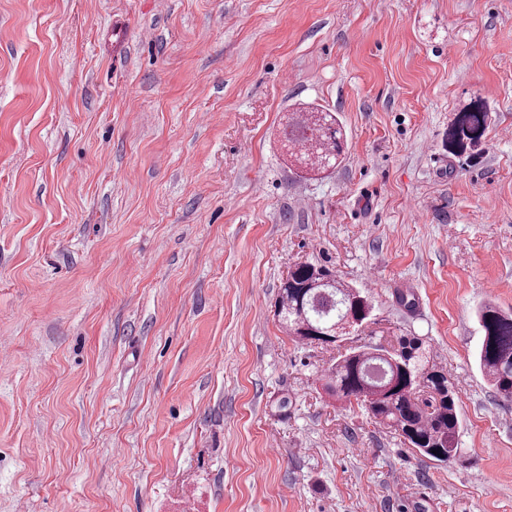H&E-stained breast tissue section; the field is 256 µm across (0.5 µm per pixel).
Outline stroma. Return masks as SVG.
Segmentation results:
<instances>
[{
    "mask_svg": "<svg viewBox=\"0 0 512 512\" xmlns=\"http://www.w3.org/2000/svg\"><path fill=\"white\" fill-rule=\"evenodd\" d=\"M308 106L346 148L301 179L278 130ZM304 261L371 295L353 346L444 368L456 462L324 392L332 348L275 315ZM489 298L512 312V0H0V512H512ZM489 113L485 101L480 97L455 112L448 123V152L454 155L474 152L486 135Z\"/></svg>",
    "mask_w": 512,
    "mask_h": 512,
    "instance_id": "stroma-1",
    "label": "stroma"
}]
</instances>
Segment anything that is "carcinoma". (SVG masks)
Masks as SVG:
<instances>
[{
  "label": "carcinoma",
  "instance_id": "1",
  "mask_svg": "<svg viewBox=\"0 0 512 512\" xmlns=\"http://www.w3.org/2000/svg\"><path fill=\"white\" fill-rule=\"evenodd\" d=\"M489 120L480 97L461 107L448 123V153L475 151ZM278 138L303 178L335 167L344 152L343 134L331 112H290ZM372 311L369 295L309 262L295 265L280 286L277 316L286 332L301 341L323 343L336 335L342 320ZM477 319L482 333L479 368L496 393L512 402V313L486 301ZM325 377L329 395L361 406L420 454L445 464L460 457L458 395L448 386L447 376L430 365L420 339H403L393 352L377 346L349 349L325 370Z\"/></svg>",
  "mask_w": 512,
  "mask_h": 512
}]
</instances>
